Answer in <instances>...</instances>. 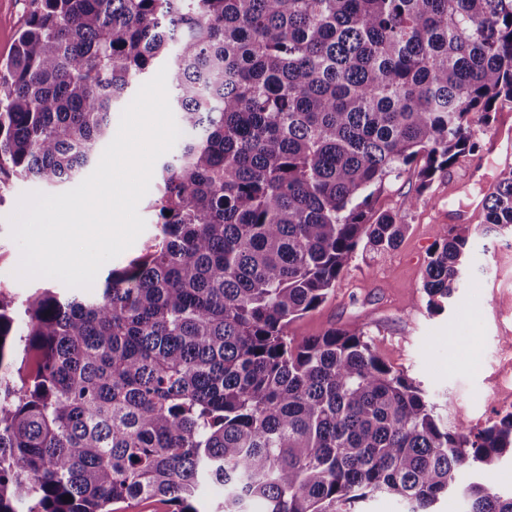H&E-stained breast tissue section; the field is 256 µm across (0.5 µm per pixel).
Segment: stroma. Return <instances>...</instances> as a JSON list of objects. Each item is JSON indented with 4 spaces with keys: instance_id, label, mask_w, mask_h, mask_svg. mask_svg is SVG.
Wrapping results in <instances>:
<instances>
[{
    "instance_id": "35a3bbf8",
    "label": "stroma",
    "mask_w": 512,
    "mask_h": 512,
    "mask_svg": "<svg viewBox=\"0 0 512 512\" xmlns=\"http://www.w3.org/2000/svg\"><path fill=\"white\" fill-rule=\"evenodd\" d=\"M33 0H0V63L10 57ZM512 132V103L497 105L489 126H476L482 148L437 172L420 189V164L385 180L375 210L389 212L407 230L397 247L357 249L318 309L295 321L291 337L315 336L331 326L363 330L394 370L412 379L436 403L449 424L482 427L505 413L512 385L502 381L512 336V231H486L483 197L512 155L492 151L499 132ZM29 184L0 183V286L15 296L28 284L13 271L20 250L7 218ZM470 233L477 240L463 275L460 297L440 314L426 309L422 291L428 254L439 226Z\"/></svg>"
}]
</instances>
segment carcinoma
<instances>
[{"label": "carcinoma", "instance_id": "carcinoma-1", "mask_svg": "<svg viewBox=\"0 0 512 512\" xmlns=\"http://www.w3.org/2000/svg\"><path fill=\"white\" fill-rule=\"evenodd\" d=\"M161 60L187 137L154 236L96 296L0 289V512H202L203 483L214 512H431L465 469V512H512V413L450 429L364 332L288 335L359 246L402 239L377 186L480 150L512 102V0H36L0 69V178L75 182ZM483 207L512 228L511 166ZM472 246L437 231L430 313ZM405 503L390 495H370L360 502L357 511L362 512H405Z\"/></svg>", "mask_w": 512, "mask_h": 512}]
</instances>
